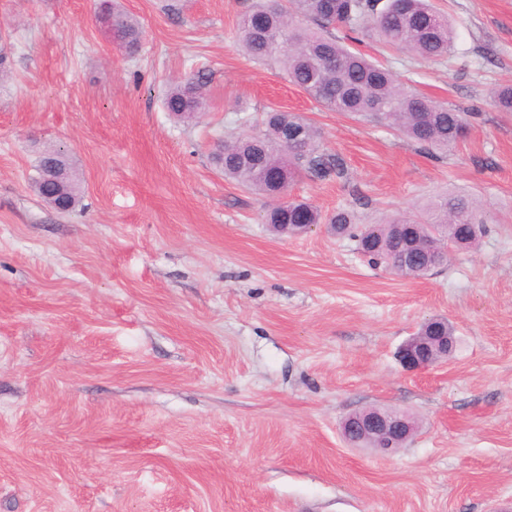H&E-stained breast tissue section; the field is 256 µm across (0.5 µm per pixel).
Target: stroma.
<instances>
[{"mask_svg":"<svg viewBox=\"0 0 512 512\" xmlns=\"http://www.w3.org/2000/svg\"><path fill=\"white\" fill-rule=\"evenodd\" d=\"M135 55L99 0H0V512H512V0H433L456 29L424 61L361 52L470 112L446 152L321 108L280 65L253 60L237 21L253 0H120ZM203 72L208 107L164 108ZM324 132L343 177L289 197L372 224L452 192L488 212L477 251L427 276L368 263L325 225L285 237L265 200L216 167L261 112ZM66 151L81 199L33 190ZM447 317L448 360L406 371L399 346ZM370 406L409 413L393 454L349 446ZM107 5L108 11H112V17L107 18L109 25L112 18V41L127 51L135 50L142 40V30L138 20L115 5ZM47 162H52L53 164H55V163H66L69 166V168L71 169L72 173H73V180H72V183H71V186H70V190H69L68 194L65 197L66 199L65 200H61V202L59 204L61 206V208H62V211H60V212L69 211V210H71L76 205V203L78 201V185H77V181H76L74 170H73V168L71 167V165L69 163L68 157L63 152H61L60 150L59 151L55 150V151H52V152H48V154H46L44 156V158L42 159V162H41V174L39 172V177L35 181V190H36L37 194L39 195V197H41L43 200H44V197L51 196L50 199H52L53 197L62 196L63 195L62 191H57L56 192V189H55L53 184H50L48 182H46V183H42L41 182V180H42V173H43V167H44L45 163H47ZM53 194H55V195L52 196Z\"/></svg>","mask_w":512,"mask_h":512,"instance_id":"1","label":"stroma"}]
</instances>
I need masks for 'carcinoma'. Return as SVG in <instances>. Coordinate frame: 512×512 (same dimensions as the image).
Listing matches in <instances>:
<instances>
[{
  "mask_svg": "<svg viewBox=\"0 0 512 512\" xmlns=\"http://www.w3.org/2000/svg\"><path fill=\"white\" fill-rule=\"evenodd\" d=\"M108 10L112 41L135 50L142 40L138 20L115 5ZM336 29L374 36L423 60L448 56L454 40L446 16L431 0H287L281 8L259 0L240 18L237 34L248 56L280 63L288 81L328 111L392 127L424 146L446 149L464 136L461 112L405 89L391 71L350 50L334 34ZM206 90L203 73L175 83L164 99L166 111L184 122L194 120ZM491 103L499 112H512V84L498 87ZM321 137L311 121L272 108L263 113L258 132L224 145V155L215 153L213 160L224 168V177L274 201L265 223L288 224L294 235L307 232L309 224L325 223L335 236L358 241L372 264L397 276L422 277L444 265L452 252L478 245L486 213L462 195L433 198L417 215L396 213L379 224L363 225L344 209L324 216L307 201L283 202L288 185L302 170L321 179L344 174L341 160L321 150ZM401 256L405 262L395 265L393 259ZM418 333L453 338L455 327L445 318L429 320Z\"/></svg>",
  "mask_w": 512,
  "mask_h": 512,
  "instance_id": "cac0c4a2",
  "label": "carcinoma"
}]
</instances>
